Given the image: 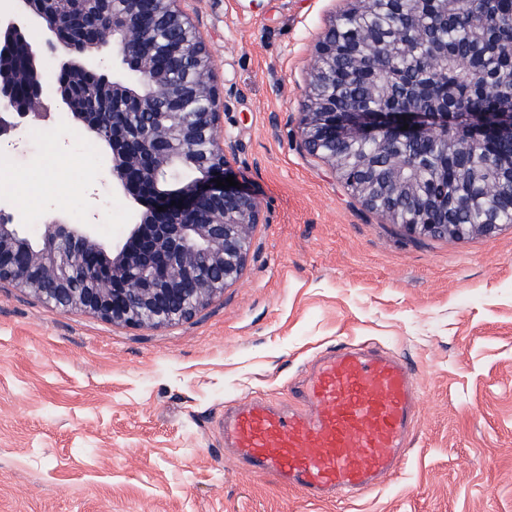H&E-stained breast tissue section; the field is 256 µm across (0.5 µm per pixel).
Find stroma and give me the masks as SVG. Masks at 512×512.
<instances>
[{
  "instance_id": "obj_1",
  "label": "stroma",
  "mask_w": 512,
  "mask_h": 512,
  "mask_svg": "<svg viewBox=\"0 0 512 512\" xmlns=\"http://www.w3.org/2000/svg\"><path fill=\"white\" fill-rule=\"evenodd\" d=\"M353 0H182L233 90L224 134L258 198L240 279L185 321L115 325L0 284V512H512V226L417 238L300 148L314 47ZM111 150L62 115L0 140V208L120 240L138 206ZM345 340L407 359L419 405L404 465L311 504L225 456L224 406L288 405Z\"/></svg>"
}]
</instances>
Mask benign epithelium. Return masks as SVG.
Segmentation results:
<instances>
[{
  "mask_svg": "<svg viewBox=\"0 0 512 512\" xmlns=\"http://www.w3.org/2000/svg\"><path fill=\"white\" fill-rule=\"evenodd\" d=\"M66 1L87 8L97 3L21 0L19 13L0 19V139L44 116L37 111L44 106L42 70L26 38L28 20L43 24L52 51L86 54L84 63L61 67L74 82L95 75L98 53L110 43L112 57L126 72L110 83L96 78L99 94L112 95V111L85 112L74 99L61 100L74 122L109 144L112 185L144 211L109 251L92 224L54 219L35 241L0 208V283L114 325L146 328L187 320L236 282L254 226L267 223L260 202L246 189L218 188L213 182L233 174L234 145L224 137L222 123L233 90L219 93L212 54L181 10V0H122L112 15L91 12L78 25L68 24L56 10L55 4ZM341 43L333 26L316 47L299 113L300 146L322 159L367 209L392 221V203H405L412 219L404 228L413 236L461 239L499 230L498 224L440 222L439 211L422 203L425 163L397 151L400 144L431 139L447 156L464 153L442 136L448 128V95L435 98L438 112H404L396 108L401 97L374 86L371 93L387 99L389 107L366 112L351 103L338 109L336 98L325 91L336 79V66L380 68L396 52L370 32L358 54L345 52ZM425 57L438 73L447 54L431 43ZM129 112L142 116V122H130ZM511 123L504 115L486 113L471 128L469 143L483 149L485 164L493 159L486 137ZM355 142L372 144L374 154L385 159L383 188L377 187L370 157L352 159Z\"/></svg>",
  "mask_w": 512,
  "mask_h": 512,
  "instance_id": "benign-epithelium-1",
  "label": "benign epithelium"
}]
</instances>
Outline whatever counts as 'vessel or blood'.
<instances>
[{
  "label": "vessel or blood",
  "mask_w": 512,
  "mask_h": 512,
  "mask_svg": "<svg viewBox=\"0 0 512 512\" xmlns=\"http://www.w3.org/2000/svg\"><path fill=\"white\" fill-rule=\"evenodd\" d=\"M416 405L402 357L339 343L311 362L296 407L256 396L226 405L224 452L309 500H351L382 488L406 459Z\"/></svg>",
  "instance_id": "vessel-or-blood-1"
}]
</instances>
